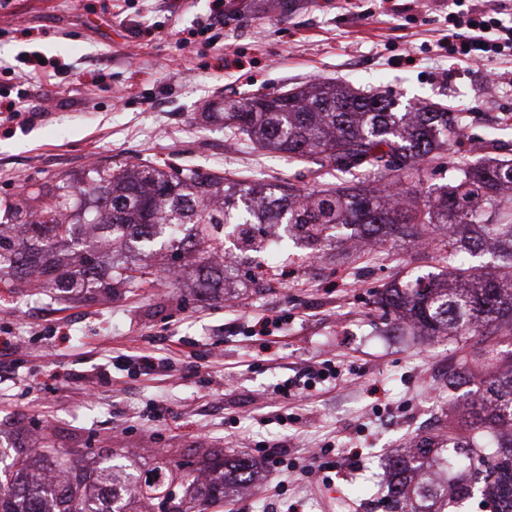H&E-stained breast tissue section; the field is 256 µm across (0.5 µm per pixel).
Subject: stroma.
<instances>
[{
	"label": "stroma",
	"instance_id": "1",
	"mask_svg": "<svg viewBox=\"0 0 512 512\" xmlns=\"http://www.w3.org/2000/svg\"><path fill=\"white\" fill-rule=\"evenodd\" d=\"M478 0H0L2 70L43 58L31 83L33 121L0 123V199L93 164L142 162L246 181L311 183L313 164L231 144L204 116L225 99L280 93L318 78L393 97L430 100L468 116L456 156L512 158V58L454 64L438 51L449 12ZM223 11L205 36L198 23ZM67 76L52 73L56 62ZM407 239L371 253L311 255L284 239L274 262L243 252L238 271L276 276L256 292L233 284L206 299L186 280L136 294L116 288L74 299L0 288V462L50 427L76 465L120 454L128 469L158 459L203 466L211 452L254 464L244 488L209 512H385L383 465L416 436L465 437L443 384L478 336L428 338L376 304L410 268L435 269ZM281 324L255 334L262 319ZM157 371H127L125 356ZM330 362L332 376L287 399L289 380ZM330 448L334 466L307 454ZM271 457L287 459L279 469Z\"/></svg>",
	"mask_w": 512,
	"mask_h": 512
}]
</instances>
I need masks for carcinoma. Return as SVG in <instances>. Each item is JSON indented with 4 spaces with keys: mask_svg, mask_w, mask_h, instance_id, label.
Here are the masks:
<instances>
[{
    "mask_svg": "<svg viewBox=\"0 0 512 512\" xmlns=\"http://www.w3.org/2000/svg\"><path fill=\"white\" fill-rule=\"evenodd\" d=\"M228 138L289 159H310L318 177L309 185L231 182L193 169L166 171L127 163L91 165L61 175L50 187L23 190L0 202V288L32 287L53 295L87 288L143 290L159 274L190 270L196 292H224V266L213 256L233 246L254 250L278 225L318 250L346 235L383 246L392 236L431 245L443 266L410 270L392 281L378 304L427 336L512 337V219L492 216L512 207V159L474 161L453 155L466 117L439 103L413 102L394 110L390 96L363 93L326 80L295 91L224 101L210 113ZM398 162H391V158ZM447 159L448 177L422 194L427 164ZM489 254L492 261L476 259ZM483 372L464 412L469 435L460 441L421 436L390 463V509L448 512L477 490L496 512H512V355L487 345L462 357L448 373V392ZM445 443V464L467 474L450 490L434 488L430 466ZM12 475H0V512H128L127 500L155 501L157 512H189L224 497L226 478L244 481L249 462L215 454L207 472L164 459L120 475L105 462L75 466L44 433L38 447L18 455Z\"/></svg>",
    "mask_w": 512,
    "mask_h": 512,
    "instance_id": "obj_1",
    "label": "carcinoma"
}]
</instances>
